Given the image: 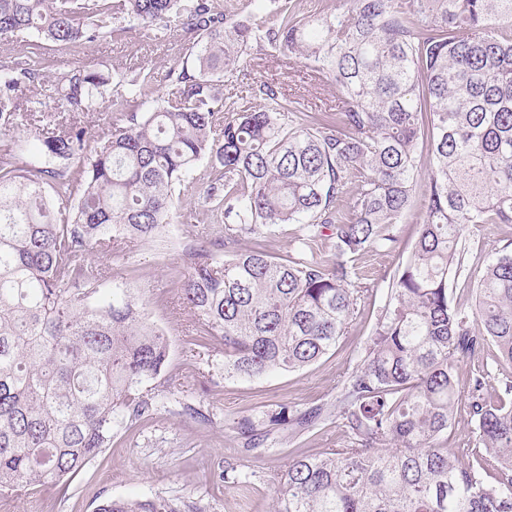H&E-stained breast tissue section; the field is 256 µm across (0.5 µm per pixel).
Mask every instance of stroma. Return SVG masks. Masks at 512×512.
I'll return each instance as SVG.
<instances>
[{
	"label": "stroma",
	"mask_w": 512,
	"mask_h": 512,
	"mask_svg": "<svg viewBox=\"0 0 512 512\" xmlns=\"http://www.w3.org/2000/svg\"><path fill=\"white\" fill-rule=\"evenodd\" d=\"M39 55L49 64V77L41 101H57L56 73L89 67L106 78L121 72L150 74L151 83L142 97L143 111H150L158 96L169 89L170 68L194 69L193 58L181 53L176 41L158 42L146 31L131 27L126 32L95 43H45ZM251 78L275 80L284 93L306 110L336 107L335 87L304 62L287 61L282 55L254 51ZM211 168L201 162L181 188L175 223L152 242L133 243L113 254L112 268L125 287L147 300L146 316L170 343L165 370L152 381L155 408L136 421L115 428L111 448L71 481L69 488L44 487L33 496H22L18 512H95L107 498L146 499L156 496L175 502L180 512L196 506L206 512H274L277 489L273 474L289 460L327 448L342 446L346 437L335 418L302 429L276 426L268 448L251 455L241 453L243 440L233 427L241 417L267 424L280 409L297 415L322 406L335 410L341 383L362 365L372 330L386 301L389 280L406 259L420 233V219L405 216L394 232L398 244L392 252L368 250L356 256L353 268L367 288L357 301L353 322L335 348L313 365L259 379H225L224 357L213 353L201 362L189 340V316L179 292L187 272L184 250L206 242L205 228L217 218L203 197ZM468 253L456 278L454 299L463 306L473 303L471 289L486 263L503 250L512 251V224L467 226ZM487 367L492 389L503 378H512V365L500 363L494 348L465 360L458 371V391L468 399V374L473 367ZM204 407L209 421L191 417L188 407Z\"/></svg>",
	"instance_id": "stroma-1"
}]
</instances>
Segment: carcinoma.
<instances>
[{
    "label": "carcinoma",
    "instance_id": "1",
    "mask_svg": "<svg viewBox=\"0 0 512 512\" xmlns=\"http://www.w3.org/2000/svg\"><path fill=\"white\" fill-rule=\"evenodd\" d=\"M256 26L220 0H0V38L96 42L129 21L165 42L180 31L197 72L172 68L169 91L139 113V73L116 84L111 133L88 148L79 115L108 79L61 74L58 100L38 98L47 66L0 69V131L36 127L38 158L0 156V507L18 492L65 487L116 426L153 404L149 383L167 337L130 288L101 289L97 256L162 236L175 188L204 157V193L224 223L210 246L185 251L184 308L224 354V377L296 371L326 355L366 292L343 257L389 252L393 226L416 207L419 238L389 282L363 364L343 385L336 420L346 444L294 458L276 512H512V381L485 396L470 373L474 439L445 445L458 412V363L485 345L512 364V252L493 258L473 308L450 282L468 224H512V0H349L299 13L295 0ZM322 72L334 112H309L272 82L259 105L220 95L224 73L248 70L253 47ZM299 225L296 256L239 248L261 228ZM336 260L317 258L322 237ZM317 407L273 425L304 427ZM249 453L269 431L237 422ZM97 512H179L163 497L109 498Z\"/></svg>",
    "mask_w": 512,
    "mask_h": 512
}]
</instances>
